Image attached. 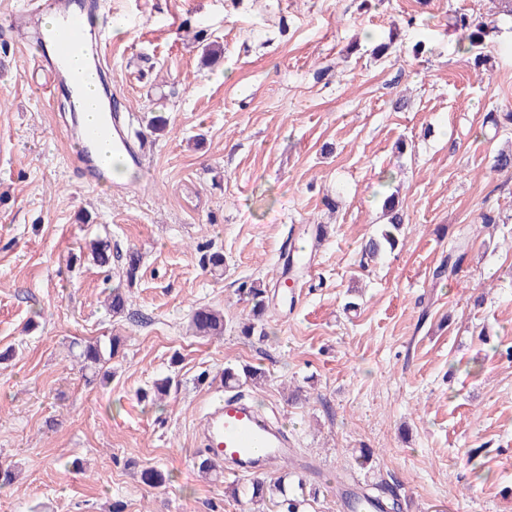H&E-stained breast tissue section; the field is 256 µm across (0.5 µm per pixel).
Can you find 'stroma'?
<instances>
[{
	"mask_svg": "<svg viewBox=\"0 0 512 512\" xmlns=\"http://www.w3.org/2000/svg\"><path fill=\"white\" fill-rule=\"evenodd\" d=\"M24 2L0 0V352H14L0 361V463L16 472L0 512H241L236 477L194 459L225 366L246 362L267 378L242 394L294 448L265 476L319 488L308 512H342L351 485L382 479L400 512H512V172L490 169L512 132L483 124L512 107V29L486 41L480 75L449 25L492 0H103L121 110L169 123L142 128L152 150L128 194L74 171L65 95L47 103L36 34L16 23ZM215 40L224 58L208 68ZM392 193L403 244L361 264ZM318 223L315 243L303 229ZM97 237L107 274L85 247ZM289 240L313 254L291 290L278 285ZM459 241L462 264L433 278ZM132 248L141 274L115 318L104 298ZM213 248L220 276L203 267ZM251 281L266 290L261 342L238 328ZM199 305L223 309V336L188 334ZM115 333L111 383L86 384L70 343ZM169 374L177 393L145 397ZM148 467L169 484L144 485Z\"/></svg>",
	"mask_w": 512,
	"mask_h": 512,
	"instance_id": "obj_1",
	"label": "stroma"
}]
</instances>
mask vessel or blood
Returning a JSON list of instances; mask_svg holds the SVG:
<instances>
[{
    "mask_svg": "<svg viewBox=\"0 0 512 512\" xmlns=\"http://www.w3.org/2000/svg\"><path fill=\"white\" fill-rule=\"evenodd\" d=\"M97 0H86L83 8L72 9L68 0H28L25 18L54 15L57 22L43 34L51 53L45 59L55 85L66 86L75 111L95 104V120L82 128L72 154L75 169L101 181L110 159L118 158L142 166L143 148L126 135V119L112 108L109 98H89L91 82L97 81L105 66L100 50L87 39L86 20L96 12ZM205 447L218 466L234 465L238 473L261 470L263 462L288 457V440L266 418L240 398L227 395L211 406L204 429Z\"/></svg>",
    "mask_w": 512,
    "mask_h": 512,
    "instance_id": "b4317fda",
    "label": "vessel or blood"
}]
</instances>
